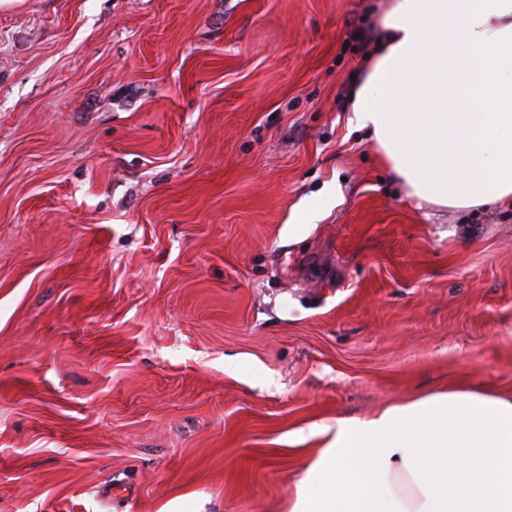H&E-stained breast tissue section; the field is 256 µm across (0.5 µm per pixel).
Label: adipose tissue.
<instances>
[{
	"mask_svg": "<svg viewBox=\"0 0 512 512\" xmlns=\"http://www.w3.org/2000/svg\"><path fill=\"white\" fill-rule=\"evenodd\" d=\"M351 126L409 198L440 208L512 202V0H387ZM326 437L290 512H512V396L452 388Z\"/></svg>",
	"mask_w": 512,
	"mask_h": 512,
	"instance_id": "obj_1",
	"label": "adipose tissue"
}]
</instances>
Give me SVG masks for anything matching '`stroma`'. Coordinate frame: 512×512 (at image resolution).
Instances as JSON below:
<instances>
[{"label": "stroma", "mask_w": 512, "mask_h": 512, "mask_svg": "<svg viewBox=\"0 0 512 512\" xmlns=\"http://www.w3.org/2000/svg\"><path fill=\"white\" fill-rule=\"evenodd\" d=\"M378 4L0 5V512H288L309 425L512 394V207L348 123Z\"/></svg>", "instance_id": "stroma-1"}]
</instances>
